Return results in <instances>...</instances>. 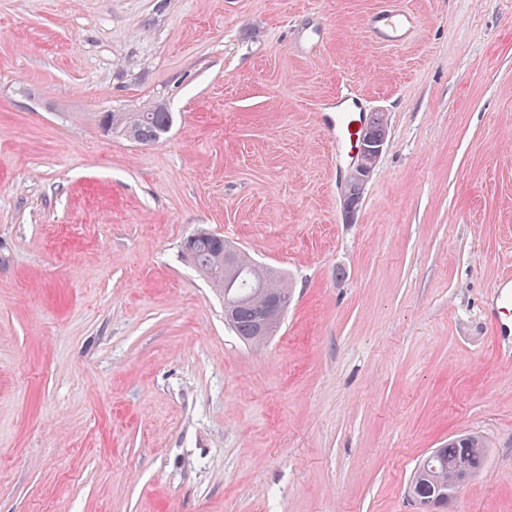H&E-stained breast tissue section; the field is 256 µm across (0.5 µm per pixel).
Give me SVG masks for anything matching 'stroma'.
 Instances as JSON below:
<instances>
[{"mask_svg":"<svg viewBox=\"0 0 512 512\" xmlns=\"http://www.w3.org/2000/svg\"><path fill=\"white\" fill-rule=\"evenodd\" d=\"M348 90L388 129L352 211ZM159 102V143L97 125ZM199 229L288 276L264 345ZM508 274L512 0H0V512H418L466 432L444 512H512ZM409 24V18L404 14H389L376 21L371 27L373 36L382 42L397 43L400 33ZM356 100L359 98L352 92L341 94L340 101L336 103V128L332 127L333 134L336 136V142L341 139L352 140L356 136L358 130L356 129L357 119L345 115V112H351L348 107L354 106ZM434 452L433 459L427 456L420 461L410 479L407 493L413 500L427 498L438 488L448 493V499L454 497L456 486L465 482L461 473L471 475L483 468L487 445L481 435L469 433L448 440Z\"/></svg>","mask_w":512,"mask_h":512,"instance_id":"1","label":"stroma"}]
</instances>
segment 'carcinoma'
Returning <instances> with one entry per match:
<instances>
[{
	"label": "carcinoma",
	"mask_w": 512,
	"mask_h": 512,
	"mask_svg": "<svg viewBox=\"0 0 512 512\" xmlns=\"http://www.w3.org/2000/svg\"><path fill=\"white\" fill-rule=\"evenodd\" d=\"M172 122L171 113L161 104L143 112H106L99 118L105 133L118 134L145 145L163 139ZM225 246L227 243L223 238L199 233L194 246V266L216 291L236 298L234 314L227 325L244 342L261 345L276 330L281 317L274 316L262 325L259 311L271 295L277 296L281 305L288 306L292 289L286 279L273 276L265 266L240 250L234 264L224 267ZM486 454V441L478 434H463L448 440L446 445L435 450L434 458L426 457L420 461L410 479L408 496L424 499L436 489L453 496L456 486L462 483L461 473L471 475L480 471Z\"/></svg>",
	"instance_id": "carcinoma-1"
}]
</instances>
